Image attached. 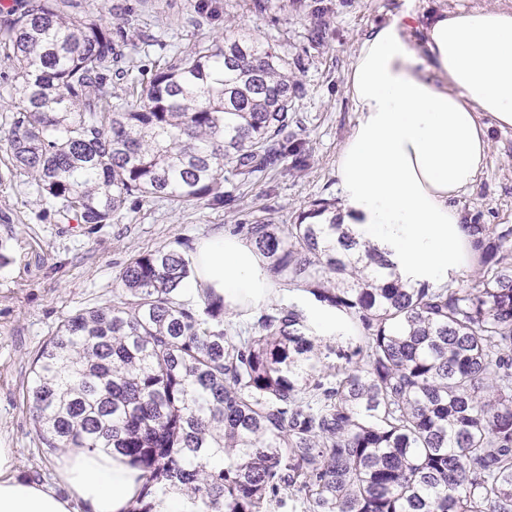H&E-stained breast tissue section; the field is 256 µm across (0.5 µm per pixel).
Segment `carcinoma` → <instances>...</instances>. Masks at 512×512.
Wrapping results in <instances>:
<instances>
[{
	"mask_svg": "<svg viewBox=\"0 0 512 512\" xmlns=\"http://www.w3.org/2000/svg\"><path fill=\"white\" fill-rule=\"evenodd\" d=\"M67 4L27 0L0 28L6 151L55 216L222 204L224 173L248 182L288 155L300 82L269 44L226 26L119 96L125 29ZM469 228L471 283L434 286L360 247L326 199L292 224L236 225L274 282L341 316L329 340L295 303L185 294V251L136 255L112 303L69 316L34 358L38 439L127 457L131 512L172 493L183 512H512V227Z\"/></svg>",
	"mask_w": 512,
	"mask_h": 512,
	"instance_id": "1",
	"label": "carcinoma"
}]
</instances>
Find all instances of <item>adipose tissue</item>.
Masks as SVG:
<instances>
[{"label": "adipose tissue", "mask_w": 512, "mask_h": 512, "mask_svg": "<svg viewBox=\"0 0 512 512\" xmlns=\"http://www.w3.org/2000/svg\"><path fill=\"white\" fill-rule=\"evenodd\" d=\"M406 11L373 28L345 73L357 121L336 157V213L360 240L390 252L402 279L447 282L470 273V233L454 200L486 167L489 126L512 129V11L445 10L411 37ZM185 290L211 291L228 306L265 303L273 288L245 239L217 234L193 255ZM68 497L19 474L0 447V512H128L139 472L103 449L62 460Z\"/></svg>", "instance_id": "obj_1"}]
</instances>
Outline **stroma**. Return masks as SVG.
Instances as JSON below:
<instances>
[{
	"mask_svg": "<svg viewBox=\"0 0 512 512\" xmlns=\"http://www.w3.org/2000/svg\"><path fill=\"white\" fill-rule=\"evenodd\" d=\"M112 14L132 19L137 70H153L162 56L190 41L223 33L232 24L270 43L288 59L302 85L291 104L286 136L298 156L250 183L225 174L221 205L180 210L147 198L123 217L92 226L47 213L30 178L9 177L0 113V446L14 449L23 477L59 485L61 453L41 449L24 391L33 359L75 312L112 301L116 278L132 256L157 248L196 246L256 217L292 223L317 199H337L336 155L357 120L344 74L371 27L400 11L405 0H110ZM155 36L144 45L145 36ZM486 168L456 198L469 223L512 226V130H489Z\"/></svg>",
	"mask_w": 512,
	"mask_h": 512,
	"instance_id": "35a3bbf8",
	"label": "stroma"
}]
</instances>
